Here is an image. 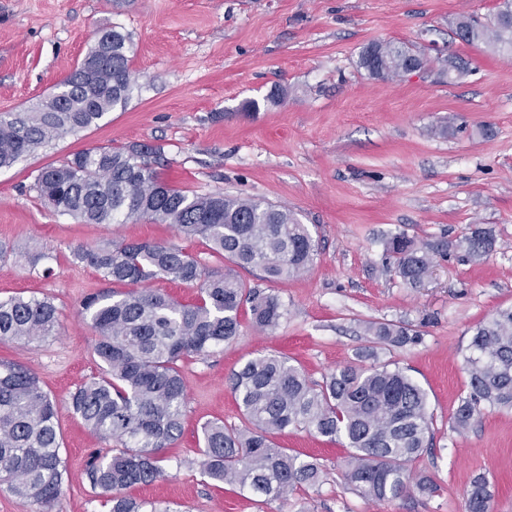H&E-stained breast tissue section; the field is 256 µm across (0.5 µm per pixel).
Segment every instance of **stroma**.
<instances>
[{"instance_id":"35a3bbf8","label":"stroma","mask_w":512,"mask_h":512,"mask_svg":"<svg viewBox=\"0 0 512 512\" xmlns=\"http://www.w3.org/2000/svg\"><path fill=\"white\" fill-rule=\"evenodd\" d=\"M501 0H0V113L35 104L81 60L95 34L117 27L133 45L139 86L125 110L0 169V298H50L61 332L28 344L0 342V361L20 362L57 402L67 485L56 512H106L85 468L110 453L72 411L69 396L99 374L82 300L112 290L75 246L114 240L173 243L223 272L205 241L159 223L89 224L46 207L33 189L41 169L92 147L161 146L171 186L288 208L318 243L306 274L271 284L288 316L275 331L252 323L210 357L184 363L183 433L163 452V477L130 488L159 512H464L473 478L490 483L491 512H512V411L487 409L462 432L452 415L468 391L465 359L476 327L512 306V55L466 44L460 16L488 19ZM425 54L420 71L381 81L359 68L371 42ZM468 73L448 79V63ZM284 89V99L269 94ZM255 100L259 109L243 111ZM482 227L495 239L478 262L451 246ZM405 234L436 249L421 285L388 270L386 243ZM42 253L29 267L25 249ZM371 322L417 332L405 345L374 344ZM287 356L314 381L338 366L390 363L426 391L431 445L410 463L437 490L390 503L347 489L348 451L302 430L277 442L317 460L319 487L261 503L201 471L198 434L208 420L240 425L229 377L247 359Z\"/></svg>"}]
</instances>
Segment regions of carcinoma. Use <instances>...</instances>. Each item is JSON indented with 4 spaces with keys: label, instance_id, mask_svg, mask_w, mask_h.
<instances>
[{
    "label": "carcinoma",
    "instance_id": "cac0c4a2",
    "mask_svg": "<svg viewBox=\"0 0 512 512\" xmlns=\"http://www.w3.org/2000/svg\"><path fill=\"white\" fill-rule=\"evenodd\" d=\"M469 42L481 41L512 53V15L494 20L457 19ZM130 37L112 27L96 33L94 44L55 90L36 105L0 113V168L9 167L50 142L75 135L117 109L125 110L138 85L132 77ZM421 57L401 42H374L362 49L359 66L380 71L379 79L406 73ZM158 147L132 144L82 150L70 160L42 169L33 189L55 212L91 224L147 220L173 224L205 240L229 263L224 273L208 270L176 244L113 241L79 246L74 257L101 271L125 291L86 298L81 314L91 321L99 360L98 377L70 394L76 416L103 440L119 448L91 458L85 476L109 512H145L146 504L123 494L163 475L161 452L182 434L186 387L181 363L204 358L240 336L239 309L250 303L254 324L275 330L287 315L280 299L247 287L239 271L284 282L312 268L317 245L295 213L221 193L198 194L171 187L155 169ZM493 238L477 227L457 244L459 259L489 255ZM387 251L405 284L420 283L433 257L403 234ZM157 278L195 283V303L183 304L147 287ZM57 308L48 298L0 299V341L32 342L58 334ZM379 342L414 343L419 334L391 323L372 322ZM466 359L469 391L453 414L454 428L467 429L481 406L512 408V307L499 310L476 329ZM231 390L243 417L240 427L208 421L198 437L199 465L209 479L235 484L271 502L298 487L322 482L318 462L279 447L274 437L303 429L350 449L346 487L363 498L388 503L411 488L432 493L433 484L408 469L427 447L431 416L425 390L404 371L381 364H347L317 383L288 358L263 355L232 373ZM55 400L37 376L20 364H0V484L32 500L39 512H53L64 494ZM491 493L476 477L465 512H490Z\"/></svg>",
    "mask_w": 512,
    "mask_h": 512
}]
</instances>
